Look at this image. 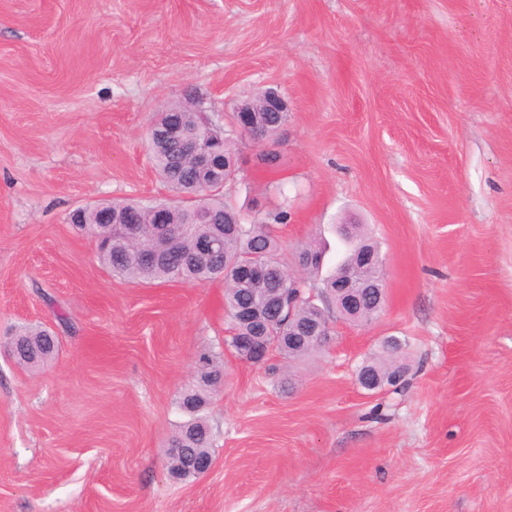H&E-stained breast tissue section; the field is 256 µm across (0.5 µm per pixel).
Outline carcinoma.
Here are the masks:
<instances>
[{"label":"carcinoma","mask_w":512,"mask_h":512,"mask_svg":"<svg viewBox=\"0 0 512 512\" xmlns=\"http://www.w3.org/2000/svg\"><path fill=\"white\" fill-rule=\"evenodd\" d=\"M288 113L281 115L263 112L259 114L261 127L268 130L267 136H274L287 120ZM150 159L161 179L175 192L174 199H158L150 202L126 199L112 202V210H137L140 207L164 206L173 210L175 223L169 225L171 247L164 251L154 262H145L140 251L151 245H163L165 240L156 237V226L141 225L138 237L131 238L114 230L109 231L104 220V212L94 213L90 210L76 215L70 214L74 227L97 243L99 262L110 271L120 275L131 283L152 281H181L198 284L214 280L224 281V309L227 316L233 312L253 307L269 322L271 332L267 340L275 344L283 357L297 360L319 350L311 341L290 343L285 337V330L277 319L276 309L271 307L269 299L278 293L277 285L288 281V256L273 234V225L283 224L288 214L280 211L269 215L267 222L238 223L241 214L224 203V189H209L199 201L208 211L206 223L186 222L187 213L192 211L198 201L184 193L194 191L193 184L198 179L195 160L185 155L184 148L173 143L158 149L149 146ZM211 238L216 247L209 256L200 257L195 252V243L199 239ZM340 241L344 256L336 263L334 273L323 282V288L336 289V283L351 279L369 281L378 278L380 265L366 266L360 270L354 267L355 246L364 244L375 247L360 231V225H351V233L340 232ZM263 256L275 265L269 278L259 279L241 285L236 282L235 268L252 262L255 256ZM330 308L323 303L301 304L294 323L319 322L329 318ZM376 319L374 302L369 295L362 298L358 314L351 318L353 322L368 323ZM258 335L255 323H235L232 332L224 338V345L238 355L247 356L244 340ZM16 336L15 356L29 369H38L51 359L57 349V339L47 335V330L40 326L20 325L14 332ZM199 365L204 370L201 387L185 391L180 398L179 408L186 420L179 426L173 441L179 447L189 448L195 455L211 448V431L204 410L208 404L210 391L223 383V364L210 356H202Z\"/></svg>","instance_id":"1"}]
</instances>
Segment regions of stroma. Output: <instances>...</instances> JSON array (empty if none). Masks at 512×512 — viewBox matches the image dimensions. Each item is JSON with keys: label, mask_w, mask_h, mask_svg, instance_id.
<instances>
[{"label": "stroma", "mask_w": 512, "mask_h": 512, "mask_svg": "<svg viewBox=\"0 0 512 512\" xmlns=\"http://www.w3.org/2000/svg\"><path fill=\"white\" fill-rule=\"evenodd\" d=\"M275 89L288 121L234 133L224 192L284 210L285 252L361 225L385 314L266 364L224 347V284H132L76 207L169 196L147 131L193 91L216 127ZM54 331L32 371L0 350V512H512V0H0V336ZM400 339L405 382L357 368ZM212 471L165 450L201 354Z\"/></svg>", "instance_id": "35a3bbf8"}]
</instances>
